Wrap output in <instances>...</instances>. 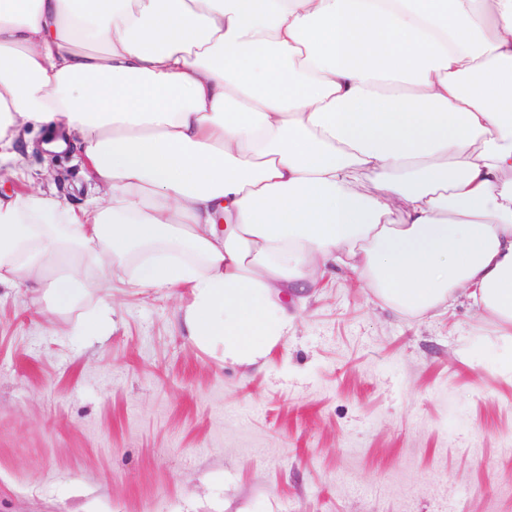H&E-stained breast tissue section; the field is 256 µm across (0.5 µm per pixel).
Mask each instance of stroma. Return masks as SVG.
<instances>
[{
	"label": "stroma",
	"instance_id": "35a3bbf8",
	"mask_svg": "<svg viewBox=\"0 0 512 512\" xmlns=\"http://www.w3.org/2000/svg\"><path fill=\"white\" fill-rule=\"evenodd\" d=\"M29 129L26 181L90 198L79 148ZM179 289L117 285L47 320L0 288V512H512V377L468 305L405 317L357 275L326 276L268 363L182 335ZM109 297L110 294L106 292L99 298L97 312L84 323V336H97L104 324L111 321L112 303L109 301Z\"/></svg>",
	"mask_w": 512,
	"mask_h": 512
}]
</instances>
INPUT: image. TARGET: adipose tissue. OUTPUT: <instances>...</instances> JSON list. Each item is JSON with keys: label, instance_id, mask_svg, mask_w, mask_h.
<instances>
[{"label": "adipose tissue", "instance_id": "obj_1", "mask_svg": "<svg viewBox=\"0 0 512 512\" xmlns=\"http://www.w3.org/2000/svg\"><path fill=\"white\" fill-rule=\"evenodd\" d=\"M80 141L87 204L0 197V287L48 311L187 289L250 367L329 268L418 317L464 302L512 373V0H0V164Z\"/></svg>", "mask_w": 512, "mask_h": 512}]
</instances>
